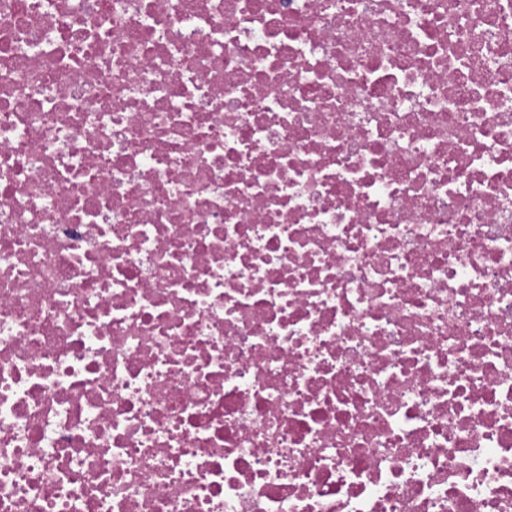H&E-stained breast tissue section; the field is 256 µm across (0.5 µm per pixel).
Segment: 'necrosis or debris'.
<instances>
[{
	"mask_svg": "<svg viewBox=\"0 0 512 512\" xmlns=\"http://www.w3.org/2000/svg\"><path fill=\"white\" fill-rule=\"evenodd\" d=\"M0 512H512V0H0Z\"/></svg>",
	"mask_w": 512,
	"mask_h": 512,
	"instance_id": "obj_1",
	"label": "necrosis or debris"
}]
</instances>
